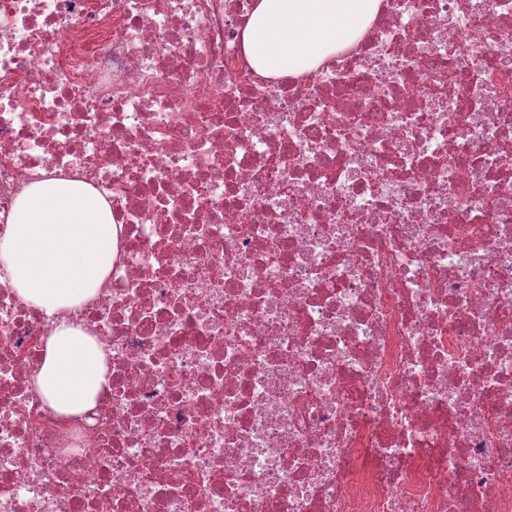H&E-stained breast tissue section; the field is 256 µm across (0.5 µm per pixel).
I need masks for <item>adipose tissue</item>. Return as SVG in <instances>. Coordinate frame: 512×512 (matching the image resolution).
I'll return each mask as SVG.
<instances>
[{
  "instance_id": "ef3b65f1",
  "label": "adipose tissue",
  "mask_w": 512,
  "mask_h": 512,
  "mask_svg": "<svg viewBox=\"0 0 512 512\" xmlns=\"http://www.w3.org/2000/svg\"><path fill=\"white\" fill-rule=\"evenodd\" d=\"M377 0H257L244 48L261 73L297 76L351 47L373 19ZM104 352L61 320L48 337L34 385L61 414L92 407L107 384Z\"/></svg>"
}]
</instances>
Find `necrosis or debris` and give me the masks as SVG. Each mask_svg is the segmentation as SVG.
<instances>
[{
	"mask_svg": "<svg viewBox=\"0 0 512 512\" xmlns=\"http://www.w3.org/2000/svg\"><path fill=\"white\" fill-rule=\"evenodd\" d=\"M255 0H0V236L46 176L108 203L69 318L0 263V512H512V0H380L313 73ZM104 352L80 328L58 321L48 337L45 357L34 385L61 414L81 413L92 407L107 384Z\"/></svg>",
	"mask_w": 512,
	"mask_h": 512,
	"instance_id": "obj_1",
	"label": "necrosis or debris"
}]
</instances>
